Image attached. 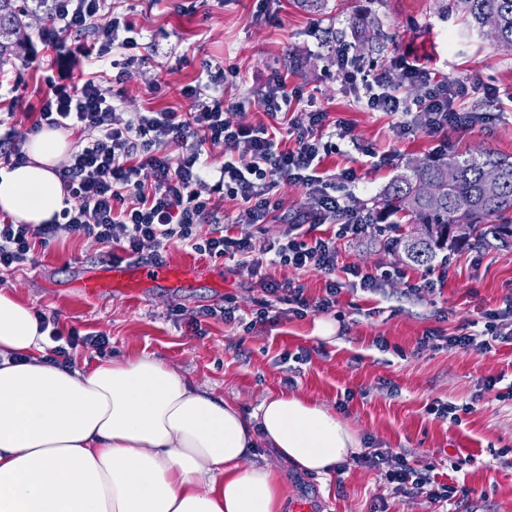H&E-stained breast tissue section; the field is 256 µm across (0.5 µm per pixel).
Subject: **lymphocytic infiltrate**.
I'll return each instance as SVG.
<instances>
[{
    "label": "lymphocytic infiltrate",
    "mask_w": 512,
    "mask_h": 512,
    "mask_svg": "<svg viewBox=\"0 0 512 512\" xmlns=\"http://www.w3.org/2000/svg\"><path fill=\"white\" fill-rule=\"evenodd\" d=\"M46 25L39 34L40 54L31 63L40 73L43 87L37 103H25L21 80H14L10 108L25 107L31 119L30 133L63 129L86 137L87 143L73 151L57 170L65 206L59 224L0 223V268L24 264L31 259L36 243L54 237L58 228L104 245L111 260L125 256L143 260L145 247L161 251L176 243L212 258L231 259L237 269L256 278L262 296L256 302L246 329L270 323L275 304H283L290 315L329 313L336 307L342 287L337 270H344L353 287L366 292L381 289L392 279L389 271L373 272L359 266L338 265L337 241L359 236L370 222L363 210L346 197L333 194L321 168L333 144L326 140L329 116L322 110L308 112L306 125L251 126L233 121L224 110V100L207 93L208 83L221 80L211 74L208 83L186 87L185 97L193 102L188 112L171 109L122 113L113 86L122 82L126 62L113 58V50L133 53L138 49V31L127 17L115 15L108 0H50ZM328 52L336 77L345 89L367 108L397 117L400 135L413 134L423 126L429 136L447 142L449 133H462L477 123L489 122L486 113L467 112L460 103L472 86L466 82L445 83L419 61L399 58L396 79L386 73H371L354 63L351 43L339 41ZM422 85L425 95L417 100L403 96L401 87ZM295 141L294 148L282 147L283 138ZM195 141L189 154L173 155L172 146ZM248 143V153L238 151ZM220 144L225 160L211 169L203 147ZM281 182L304 186L309 192L310 213L305 221H338L333 236L305 240L303 223L288 224L281 238L265 250L255 251L250 236L225 235L219 208L224 199L239 201L240 224L265 223L280 203L271 192ZM210 224L206 235L198 226ZM296 270L313 268L328 277L324 293L308 299L303 284L279 282L268 276L273 266ZM512 318V291L501 308L488 313L482 335H444L430 331L417 341L418 348L450 351L492 352L499 339L497 322ZM53 318L40 319L55 343L52 361L66 366L70 351L82 346L104 350L110 338L105 333L71 332L61 336ZM362 461L377 470L396 494H418L433 504L451 503L466 496L465 487L438 482L434 464H411L407 455L379 449L363 454Z\"/></svg>",
    "instance_id": "1"
}]
</instances>
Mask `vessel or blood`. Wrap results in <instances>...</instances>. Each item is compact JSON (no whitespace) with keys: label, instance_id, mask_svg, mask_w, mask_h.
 I'll list each match as a JSON object with an SVG mask.
<instances>
[{"label":"vessel or blood","instance_id":"vessel-or-blood-1","mask_svg":"<svg viewBox=\"0 0 512 512\" xmlns=\"http://www.w3.org/2000/svg\"><path fill=\"white\" fill-rule=\"evenodd\" d=\"M196 268L170 265L140 266L131 262H110L88 272L82 288L85 295L100 296L115 291L130 292L146 281L183 280L194 277Z\"/></svg>","mask_w":512,"mask_h":512}]
</instances>
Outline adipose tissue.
Wrapping results in <instances>:
<instances>
[{"mask_svg":"<svg viewBox=\"0 0 512 512\" xmlns=\"http://www.w3.org/2000/svg\"><path fill=\"white\" fill-rule=\"evenodd\" d=\"M70 147L55 129L33 135L26 162L0 169V212L50 223ZM51 345L0 289V512H281L285 479L251 448L325 477L359 447L335 412L300 396H266L247 414L153 356L58 367Z\"/></svg>","mask_w":512,"mask_h":512,"instance_id":"1","label":"adipose tissue"}]
</instances>
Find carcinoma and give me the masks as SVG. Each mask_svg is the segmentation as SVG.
Here are the masks:
<instances>
[{
  "label": "carcinoma",
  "instance_id": "1",
  "mask_svg": "<svg viewBox=\"0 0 512 512\" xmlns=\"http://www.w3.org/2000/svg\"><path fill=\"white\" fill-rule=\"evenodd\" d=\"M449 5L480 32L487 20H493L490 40L512 51V0H449ZM30 12L29 0H0L1 65L11 61L15 48L25 45L24 18ZM441 178L438 196L427 198L418 192L420 183ZM489 179L498 184L493 195L485 190ZM380 214L428 227L427 238L413 244L410 231L403 228L405 223H398L397 236L386 241L387 248L402 250L413 264L428 263L448 248L511 243L512 161L487 154L447 162L429 159L411 166L385 188Z\"/></svg>",
  "mask_w": 512,
  "mask_h": 512
}]
</instances>
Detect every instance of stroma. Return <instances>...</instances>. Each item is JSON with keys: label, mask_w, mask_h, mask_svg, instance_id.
I'll use <instances>...</instances> for the list:
<instances>
[{"label": "stroma", "mask_w": 512, "mask_h": 512, "mask_svg": "<svg viewBox=\"0 0 512 512\" xmlns=\"http://www.w3.org/2000/svg\"><path fill=\"white\" fill-rule=\"evenodd\" d=\"M184 2L112 0L114 13L127 15L142 32L137 58L117 87L125 111H190L183 90L212 66L223 68L224 81L211 93L223 97L231 118L268 126L272 120L258 100L271 76L287 75L289 88L300 92L289 118L306 123L314 107L349 128L350 140L339 141L322 167L332 174L354 169L357 181L337 184L336 192L369 211L413 161H445L465 152L512 159V51L469 29L461 13L449 10L448 0H329L317 13L303 10L298 0H207L194 12L185 11ZM336 39L353 43L359 64L367 68L389 72L404 56L428 64L439 79L474 83L463 106L490 112L491 120L451 135L442 149L421 128L400 137L394 117L368 109L337 80L325 47ZM487 84L498 90L494 99L484 95ZM156 85L162 91L155 95ZM364 146L372 155L361 154ZM272 195L279 209L254 226L235 223L239 207L225 201L222 211L232 219L228 235H249L259 250L309 210L303 186L281 183ZM388 236L387 224L379 222L357 238L338 241V263L397 268L406 279H392L374 294L344 286L335 313L284 314L250 333L202 318L203 335L191 334L188 320L203 309L230 298L247 317L262 292L232 261L176 244L163 252V263L199 266L195 278L146 282L133 295L94 298L82 293L78 280L84 269L101 265L104 248L62 229L47 245L36 246L31 264L0 269V289L33 312L55 317L61 333H106L107 358L154 355L243 412L269 394L325 404L363 447L410 454L465 486L468 497L448 512H512V400L503 397L512 386V340L496 343L487 354L416 345L432 329L473 332L484 313L501 307L512 284V245L443 250L430 264L412 265L384 248ZM423 278L436 282L435 293H408L409 282ZM379 337L387 340V350L375 346ZM302 351L307 360L295 362ZM448 401L462 405L460 423L429 413V405ZM255 453L258 461L280 468L290 504L306 499L312 512H438L425 498L393 494L380 473L355 455L320 477L282 463L271 449Z\"/></svg>", "instance_id": "1"}]
</instances>
